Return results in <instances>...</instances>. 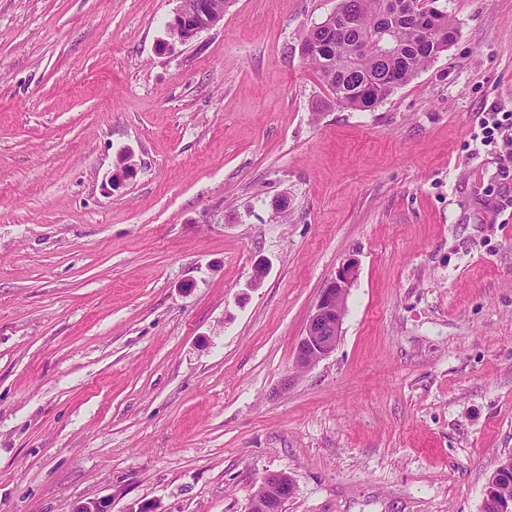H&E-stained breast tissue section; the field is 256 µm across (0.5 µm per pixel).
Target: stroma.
<instances>
[{"label": "stroma", "mask_w": 512, "mask_h": 512, "mask_svg": "<svg viewBox=\"0 0 512 512\" xmlns=\"http://www.w3.org/2000/svg\"><path fill=\"white\" fill-rule=\"evenodd\" d=\"M338 0H0V512H481L512 454V0L367 111L301 53ZM358 275L335 350L294 365ZM268 274L250 284L256 262ZM212 1H219L214 5ZM173 16L166 24L170 39L186 43L194 40L202 31L224 19L222 0H177ZM357 275V264L350 262L321 289L296 346L297 368H309L334 351L346 312V298ZM294 494V484L286 473L262 477L249 499L247 512H280L283 501Z\"/></svg>", "instance_id": "stroma-1"}]
</instances>
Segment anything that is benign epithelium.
<instances>
[{"label":"benign epithelium","instance_id":"1","mask_svg":"<svg viewBox=\"0 0 512 512\" xmlns=\"http://www.w3.org/2000/svg\"><path fill=\"white\" fill-rule=\"evenodd\" d=\"M222 20V0L216 5L212 0H177L166 30L170 39L186 43ZM357 275V264L350 262L321 289L296 346V367L309 368L334 351L346 312V298ZM293 494L294 484L288 474L268 473L250 496L247 512H280L283 501Z\"/></svg>","mask_w":512,"mask_h":512}]
</instances>
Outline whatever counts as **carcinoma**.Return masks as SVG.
<instances>
[{
    "label": "carcinoma",
    "mask_w": 512,
    "mask_h": 512,
    "mask_svg": "<svg viewBox=\"0 0 512 512\" xmlns=\"http://www.w3.org/2000/svg\"><path fill=\"white\" fill-rule=\"evenodd\" d=\"M445 34L435 42L421 33L425 13L409 14L403 0H339L334 16L351 14L354 24L335 31L326 19L304 36L302 44L313 53L305 60L315 69L336 104L354 110H370L398 87L409 82L433 59L446 51L458 35L447 9H438ZM388 30L397 38V49L389 56L358 53L369 34ZM506 477L496 486L500 501L512 500V462L497 463Z\"/></svg>",
    "instance_id": "cac0c4a2"
}]
</instances>
